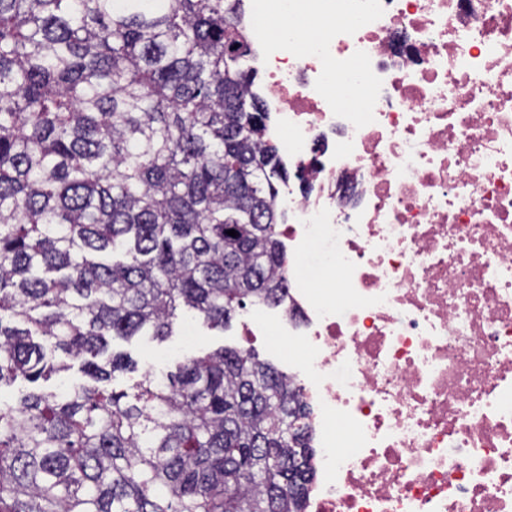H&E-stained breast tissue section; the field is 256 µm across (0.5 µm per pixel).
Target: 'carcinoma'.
Returning <instances> with one entry per match:
<instances>
[{"mask_svg": "<svg viewBox=\"0 0 512 512\" xmlns=\"http://www.w3.org/2000/svg\"><path fill=\"white\" fill-rule=\"evenodd\" d=\"M249 53L241 0H0V385L92 380L0 404V512H304L306 405L252 350L107 386L116 337L284 301ZM65 360L71 365V369L53 375V377L47 382L40 381L41 386L50 390H57L61 388L70 389L76 384L92 383V381L80 371V361H72L70 359Z\"/></svg>", "mask_w": 512, "mask_h": 512, "instance_id": "cac0c4a2", "label": "carcinoma"}]
</instances>
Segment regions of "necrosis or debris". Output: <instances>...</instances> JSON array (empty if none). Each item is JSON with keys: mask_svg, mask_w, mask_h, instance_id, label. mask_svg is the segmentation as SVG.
<instances>
[{"mask_svg": "<svg viewBox=\"0 0 512 512\" xmlns=\"http://www.w3.org/2000/svg\"><path fill=\"white\" fill-rule=\"evenodd\" d=\"M243 9L301 178L285 303L242 328L298 353L306 512H512V0Z\"/></svg>", "mask_w": 512, "mask_h": 512, "instance_id": "obj_1", "label": "necrosis or debris"}]
</instances>
